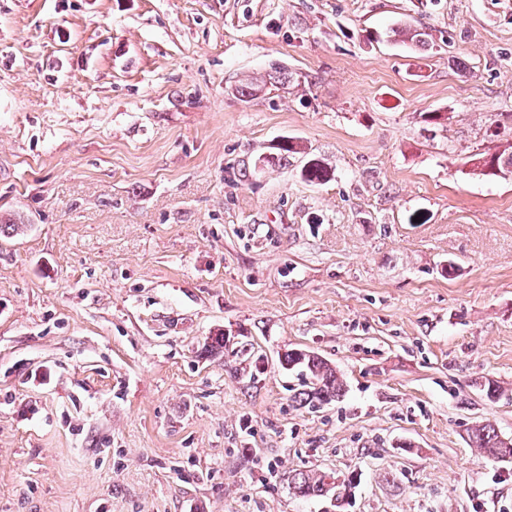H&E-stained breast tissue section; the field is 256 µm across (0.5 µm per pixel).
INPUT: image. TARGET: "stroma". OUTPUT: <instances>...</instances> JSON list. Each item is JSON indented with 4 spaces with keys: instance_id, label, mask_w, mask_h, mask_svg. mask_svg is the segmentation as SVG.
I'll return each instance as SVG.
<instances>
[{
    "instance_id": "stroma-1",
    "label": "stroma",
    "mask_w": 512,
    "mask_h": 512,
    "mask_svg": "<svg viewBox=\"0 0 512 512\" xmlns=\"http://www.w3.org/2000/svg\"><path fill=\"white\" fill-rule=\"evenodd\" d=\"M510 145L512 0H0V512H512ZM489 155L485 153L474 154L470 162L474 167V170L479 171L483 175L495 174L488 173L490 168H497L500 174L506 175L512 173V151L504 149L503 151L496 152ZM331 169L328 164L319 157H310L301 169L304 181L312 184H323L331 178ZM281 365L289 370L299 368L305 375V388L295 396L298 405L316 407L339 400L344 394V383L336 369L314 353L289 350L284 354ZM469 439L473 448H476L480 454L489 458H496L504 461L501 454L503 451L510 453V460L512 458V447L503 448L501 435H499L496 427L488 423H479L470 429ZM288 487L292 493L303 499H313L327 496L336 489L335 479L331 473L319 470L289 472Z\"/></svg>"
}]
</instances>
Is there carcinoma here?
Returning a JSON list of instances; mask_svg holds the SVG:
<instances>
[{"mask_svg":"<svg viewBox=\"0 0 512 512\" xmlns=\"http://www.w3.org/2000/svg\"><path fill=\"white\" fill-rule=\"evenodd\" d=\"M393 35L402 42L411 44L426 43V33L408 24L401 25L392 30ZM474 170L483 175L489 169L496 168L505 175L512 173V151L507 149L496 152L490 156L478 153L470 159ZM304 181L312 184H323L330 180L331 173L328 164L319 157L309 158L301 169ZM281 365L286 369L298 368L305 375V384L302 392L296 396V401L303 406H317L340 399L345 391L343 380L334 367L321 357L300 350H290L282 358ZM469 439L472 447L479 453L489 457L504 460L503 451L512 454V447H502L501 435L491 423H479L470 429ZM288 487L292 493L303 499H313L327 496L336 489L333 475L325 471L305 470L290 472L287 476Z\"/></svg>","mask_w":512,"mask_h":512,"instance_id":"1","label":"carcinoma"}]
</instances>
